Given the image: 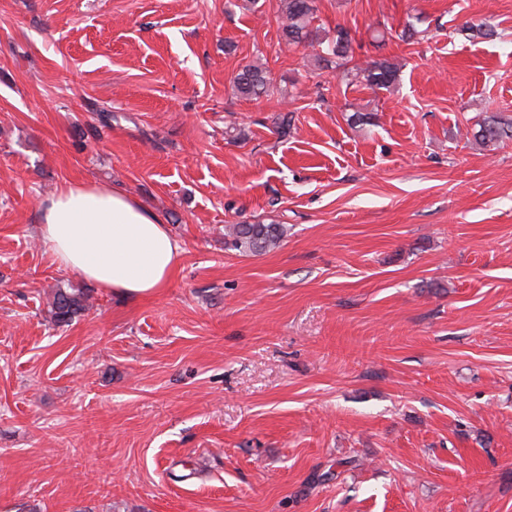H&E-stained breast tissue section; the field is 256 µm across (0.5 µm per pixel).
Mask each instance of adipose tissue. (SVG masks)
<instances>
[{
  "label": "adipose tissue",
  "mask_w": 512,
  "mask_h": 512,
  "mask_svg": "<svg viewBox=\"0 0 512 512\" xmlns=\"http://www.w3.org/2000/svg\"><path fill=\"white\" fill-rule=\"evenodd\" d=\"M38 234L57 267L126 298L165 288L183 253L162 215L90 181L40 201Z\"/></svg>",
  "instance_id": "1"
}]
</instances>
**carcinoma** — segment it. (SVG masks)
I'll return each mask as SVG.
<instances>
[{
  "label": "carcinoma",
  "instance_id": "carcinoma-1",
  "mask_svg": "<svg viewBox=\"0 0 512 512\" xmlns=\"http://www.w3.org/2000/svg\"><path fill=\"white\" fill-rule=\"evenodd\" d=\"M316 12L315 0H282L280 24L286 44L316 48L315 59L323 67L342 66L352 81L373 91L389 90L398 79L402 62L382 58L364 67L349 66L354 53L350 33L338 25L334 36L322 34L321 26L314 25ZM270 84L269 70L256 64L244 66L234 79L237 94L245 99L260 97ZM476 126L474 138L484 146L496 147L512 139V119L491 115ZM287 232L284 224H231L224 229V240L241 253L257 255L278 247ZM88 300L84 292L58 288L51 302V317L57 324H68L89 308Z\"/></svg>",
  "mask_w": 512,
  "mask_h": 512
}]
</instances>
